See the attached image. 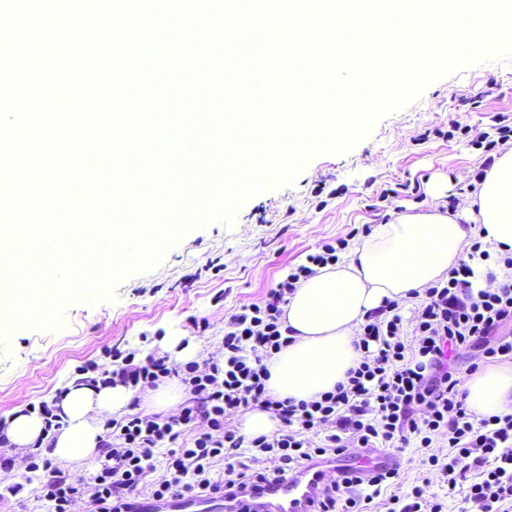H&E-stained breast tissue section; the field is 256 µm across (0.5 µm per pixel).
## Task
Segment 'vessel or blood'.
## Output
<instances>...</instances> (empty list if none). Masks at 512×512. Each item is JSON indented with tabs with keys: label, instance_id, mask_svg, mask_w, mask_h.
<instances>
[{
	"label": "vessel or blood",
	"instance_id": "b4317fda",
	"mask_svg": "<svg viewBox=\"0 0 512 512\" xmlns=\"http://www.w3.org/2000/svg\"><path fill=\"white\" fill-rule=\"evenodd\" d=\"M399 458L389 452L369 450L361 455L339 456L312 463L296 475L270 487L263 494L258 512H309L313 500L333 475L344 470H394ZM130 512H230L223 499L178 497L165 503L150 500L134 502Z\"/></svg>",
	"mask_w": 512,
	"mask_h": 512
}]
</instances>
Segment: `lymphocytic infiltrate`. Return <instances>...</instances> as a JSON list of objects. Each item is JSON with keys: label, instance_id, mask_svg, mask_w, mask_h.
<instances>
[{"label": "lymphocytic infiltrate", "instance_id": "lymphocytic-infiltrate-1", "mask_svg": "<svg viewBox=\"0 0 512 512\" xmlns=\"http://www.w3.org/2000/svg\"><path fill=\"white\" fill-rule=\"evenodd\" d=\"M370 231L364 224L349 237L322 242L263 303L225 317L221 357L140 361L135 350L112 346L81 366L88 386L153 389L175 377L188 398L167 416L137 412L106 420L92 476L53 467L41 449L28 452L25 469L37 476L38 498L49 512H74L82 498L96 512H129L133 501L177 495L232 500L245 487L283 481L309 462L354 448H415L422 469L406 491L397 489L393 471L333 477L316 512H370L378 499L386 512H445L444 498L430 491L436 480L460 495L461 512H512V411L478 415L464 388L480 366L512 360V256H495L479 239H471L466 260L446 282L413 292L410 316L393 300L366 315L360 361L334 390L308 401L269 393L266 363L289 343L288 295L316 268L338 261L350 237ZM253 409L271 413L278 431L249 438L230 425L231 416ZM187 430L191 441L180 443ZM156 469L162 477L145 483Z\"/></svg>", "mask_w": 512, "mask_h": 512}]
</instances>
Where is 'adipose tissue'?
<instances>
[{
    "label": "adipose tissue",
    "mask_w": 512,
    "mask_h": 512,
    "mask_svg": "<svg viewBox=\"0 0 512 512\" xmlns=\"http://www.w3.org/2000/svg\"><path fill=\"white\" fill-rule=\"evenodd\" d=\"M472 235L512 252V148L496 159L456 213L433 208L397 214L356 243L347 261L317 269L298 284L284 307L292 341L267 364L270 393L309 400L333 390L359 360L355 344L365 315L384 299L401 300L447 279ZM466 390L475 413L504 411L512 404V365L481 370ZM132 397L121 385L70 384L60 403L64 424L54 435L51 456L94 461L104 435L103 414L120 412Z\"/></svg>",
    "instance_id": "ef3b65f1"
}]
</instances>
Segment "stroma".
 Here are the masks:
<instances>
[{
	"label": "stroma",
	"mask_w": 512,
	"mask_h": 512,
	"mask_svg": "<svg viewBox=\"0 0 512 512\" xmlns=\"http://www.w3.org/2000/svg\"><path fill=\"white\" fill-rule=\"evenodd\" d=\"M501 116L512 122V56L461 66L383 115L350 149L318 154L293 181L249 197L232 223L192 229L160 264L121 278L103 298L67 303L60 326L7 330L0 335V417L51 401L107 346L135 349L142 359L166 354L168 338L177 336L195 347L196 359L218 354L225 316L263 302L323 241L411 208L446 206L452 193L467 199L460 178L487 157L475 140ZM452 119L469 134L442 137ZM202 319L210 323L203 333L194 326ZM25 454L0 450L15 460L0 473V487L25 486L0 498V512H45Z\"/></svg>",
	"instance_id": "stroma-1"
}]
</instances>
